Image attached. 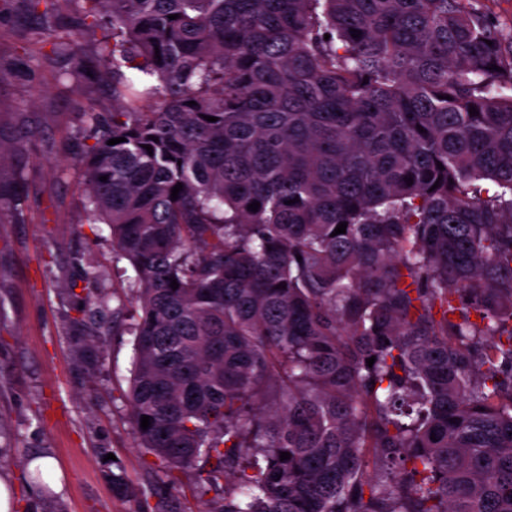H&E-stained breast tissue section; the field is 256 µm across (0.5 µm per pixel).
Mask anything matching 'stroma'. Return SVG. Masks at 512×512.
<instances>
[{"instance_id":"obj_1","label":"stroma","mask_w":512,"mask_h":512,"mask_svg":"<svg viewBox=\"0 0 512 512\" xmlns=\"http://www.w3.org/2000/svg\"><path fill=\"white\" fill-rule=\"evenodd\" d=\"M37 14L0 0V144L23 132L29 149L0 167V185L21 179L20 206L0 202V473L16 491V512H202L190 499H165L157 459L139 448L126 393L133 338L118 309H132L135 271L114 258L105 225L87 221L75 159L88 144L73 107L82 95L111 111L102 76L104 32L83 40L87 62L74 72L51 45L31 51ZM92 271L94 282L81 280ZM112 311L107 341H83L88 295ZM53 458L60 491L32 494V457Z\"/></svg>"}]
</instances>
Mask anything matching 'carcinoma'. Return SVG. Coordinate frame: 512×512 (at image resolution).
I'll list each match as a JSON object with an SVG mask.
<instances>
[{"mask_svg": "<svg viewBox=\"0 0 512 512\" xmlns=\"http://www.w3.org/2000/svg\"><path fill=\"white\" fill-rule=\"evenodd\" d=\"M23 2L77 72L109 23L112 112L76 101L78 162L136 272L126 398L166 490L205 512H512V18Z\"/></svg>", "mask_w": 512, "mask_h": 512, "instance_id": "obj_1", "label": "carcinoma"}]
</instances>
